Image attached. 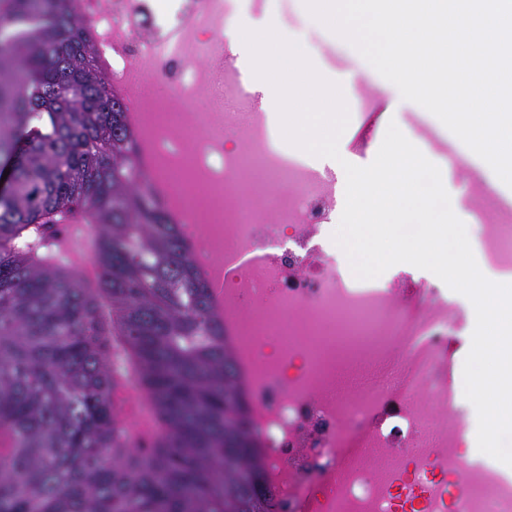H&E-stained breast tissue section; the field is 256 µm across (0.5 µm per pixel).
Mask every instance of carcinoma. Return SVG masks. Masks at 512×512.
Segmentation results:
<instances>
[{"instance_id":"obj_1","label":"carcinoma","mask_w":512,"mask_h":512,"mask_svg":"<svg viewBox=\"0 0 512 512\" xmlns=\"http://www.w3.org/2000/svg\"><path fill=\"white\" fill-rule=\"evenodd\" d=\"M138 154L72 0H0V512H270L224 319ZM76 213L92 280L56 243ZM111 336L146 455L115 427Z\"/></svg>"}]
</instances>
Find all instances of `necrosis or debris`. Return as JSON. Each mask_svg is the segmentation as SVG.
I'll return each instance as SVG.
<instances>
[{
  "label": "necrosis or debris",
  "mask_w": 512,
  "mask_h": 512,
  "mask_svg": "<svg viewBox=\"0 0 512 512\" xmlns=\"http://www.w3.org/2000/svg\"><path fill=\"white\" fill-rule=\"evenodd\" d=\"M99 65L126 93L157 65L166 97L132 122L149 140L146 179L174 206L203 273L220 266L226 340L250 404L274 512H512V481L470 454L468 401L448 338L462 319L443 282L401 264L384 284L352 278L332 240L336 182L274 149L267 119L227 144L200 61L223 53L226 0H79ZM512 283V224L473 235ZM112 397L128 447L151 437Z\"/></svg>",
  "instance_id": "necrosis-or-debris-1"
}]
</instances>
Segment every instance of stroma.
Wrapping results in <instances>:
<instances>
[{
	"instance_id": "35a3bbf8",
	"label": "stroma",
	"mask_w": 512,
	"mask_h": 512,
	"mask_svg": "<svg viewBox=\"0 0 512 512\" xmlns=\"http://www.w3.org/2000/svg\"><path fill=\"white\" fill-rule=\"evenodd\" d=\"M265 8L276 16L282 30L304 35L317 70L340 83L348 108L354 114L350 129L339 140L340 154L346 161L369 165L389 122L393 121L440 168L452 208L465 225L475 222L469 205L473 182H483L494 193H512V188L502 183L494 172L483 171L479 157L420 105L406 100L396 112H389L390 102L399 96L397 87L384 79L346 40L329 28L313 23L304 0H266ZM366 90L372 91L375 98V114L367 121L355 117Z\"/></svg>"
}]
</instances>
